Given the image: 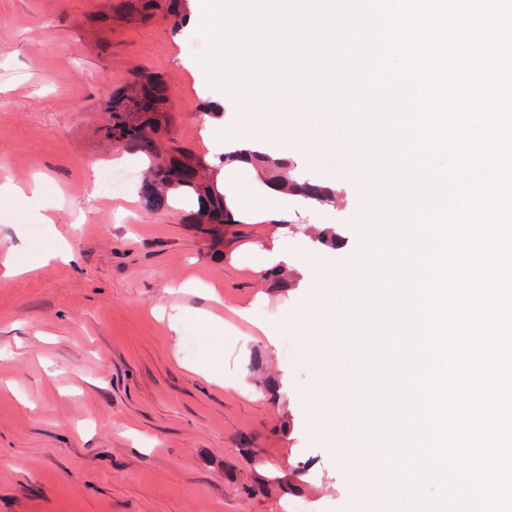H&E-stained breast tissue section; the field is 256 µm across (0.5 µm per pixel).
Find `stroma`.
<instances>
[{"label":"stroma","mask_w":512,"mask_h":512,"mask_svg":"<svg viewBox=\"0 0 512 512\" xmlns=\"http://www.w3.org/2000/svg\"><path fill=\"white\" fill-rule=\"evenodd\" d=\"M198 32L156 13L110 12L107 0H0V183L22 186L52 223H15L0 206V512H287L304 494L314 512H383L362 491L359 461L338 463L323 434L340 411L305 398L333 376L313 365L288 320L309 311L318 331L343 312L322 306L310 275L273 287L255 265L273 240L325 266L331 228L357 249L365 173L341 177L311 160L322 117L277 102L271 149L292 144L294 173L336 187L332 209L281 212L228 224L217 243L188 224L179 203L144 207L136 190H98L105 164L147 160L104 141L113 91L139 72L169 84L178 144L220 163L215 142L239 101L194 71ZM221 110L220 118L210 115ZM208 312L224 334L182 332ZM223 383L209 381L213 365Z\"/></svg>","instance_id":"1"}]
</instances>
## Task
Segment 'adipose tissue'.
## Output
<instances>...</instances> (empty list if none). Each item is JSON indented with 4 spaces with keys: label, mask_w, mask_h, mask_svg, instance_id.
<instances>
[{
    "label": "adipose tissue",
    "mask_w": 512,
    "mask_h": 512,
    "mask_svg": "<svg viewBox=\"0 0 512 512\" xmlns=\"http://www.w3.org/2000/svg\"><path fill=\"white\" fill-rule=\"evenodd\" d=\"M258 119L254 113H244L237 128L218 141L217 147L224 154V202L233 218L241 222L262 220L264 210L257 207L246 212L242 209V198L246 191L257 188L286 209H302L310 206V198L302 195L282 193L267 181L265 166L256 162L255 155L264 151L265 142L257 137L253 128Z\"/></svg>",
    "instance_id": "1"
}]
</instances>
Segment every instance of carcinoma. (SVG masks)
Here are the masks:
<instances>
[{"label": "carcinoma", "instance_id": "cac0c4a2", "mask_svg": "<svg viewBox=\"0 0 512 512\" xmlns=\"http://www.w3.org/2000/svg\"><path fill=\"white\" fill-rule=\"evenodd\" d=\"M187 0H120L113 11H147L164 6L178 24L187 21ZM168 84L159 73H142L136 80L115 91L108 102L101 130L112 144L140 154L148 160L139 187L145 206L154 211L170 207L171 197L181 194L193 205L189 222L213 240H224V225L230 223L224 193L217 187V173L206 161L184 150L168 136ZM274 175L271 181L280 190L300 193L313 199L331 195V186L309 180L284 178L277 171L290 167V161H264Z\"/></svg>", "mask_w": 512, "mask_h": 512}]
</instances>
